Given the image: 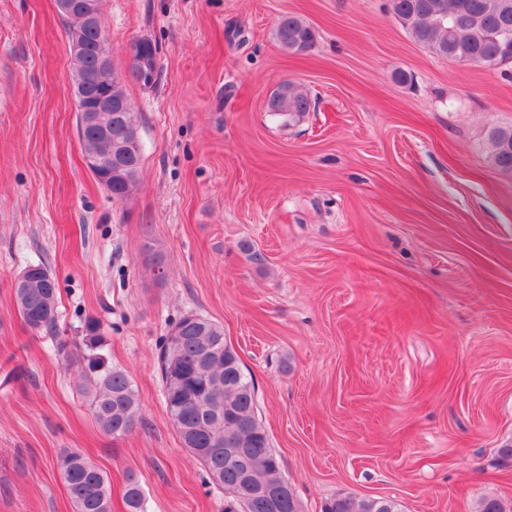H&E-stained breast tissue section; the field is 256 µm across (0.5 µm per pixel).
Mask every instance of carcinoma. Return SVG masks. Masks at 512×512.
<instances>
[{
  "label": "carcinoma",
  "instance_id": "obj_1",
  "mask_svg": "<svg viewBox=\"0 0 512 512\" xmlns=\"http://www.w3.org/2000/svg\"><path fill=\"white\" fill-rule=\"evenodd\" d=\"M500 0H392V11L414 40L430 53L460 65L481 60L488 67L512 62V51L502 33L512 30V15L499 10ZM69 45H78L82 57L72 70L76 118L94 106L99 95L101 40L98 29L62 18ZM275 38L282 49L299 54L317 42V31L294 14L281 16ZM268 110L298 122L315 107L308 91L284 81L268 99ZM109 128L112 143L133 140L139 129L131 107L112 110ZM489 159L505 177L512 178V128L489 131ZM142 161V145L122 155L112 166V180L104 188L118 200L137 186ZM18 313L35 332L53 331L57 321V283L43 263L25 270L12 282ZM107 343L93 321L85 325L80 342L57 345L66 366L75 368L87 382L90 409L101 429L113 436L132 430L138 418L140 401L129 376L112 365ZM158 365L164 386L170 420L184 447L204 466L211 483L224 488V503L234 505L232 512H303L294 493L278 510L266 502L244 494L242 465L224 457V449L241 443L246 449L247 465L253 469L252 483L259 487L283 478L279 458L259 422L256 389L243 368L238 352L224 340L223 329L211 320L188 313L174 322L163 340ZM74 512H112V493L108 476L84 455L65 449L55 459ZM127 512H146V496L138 480L127 477L124 492ZM321 512H403L401 505L388 498L360 497L338 493L329 498Z\"/></svg>",
  "mask_w": 512,
  "mask_h": 512
}]
</instances>
